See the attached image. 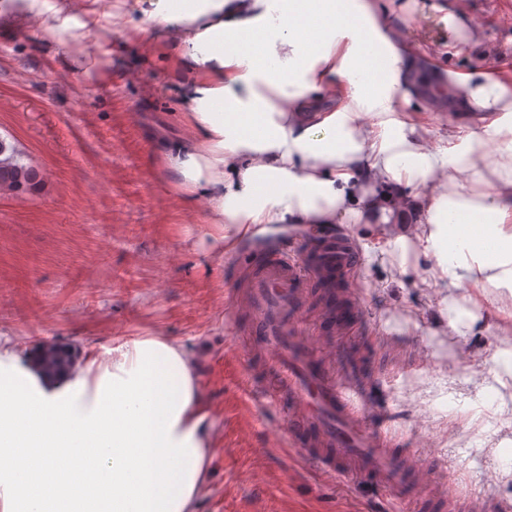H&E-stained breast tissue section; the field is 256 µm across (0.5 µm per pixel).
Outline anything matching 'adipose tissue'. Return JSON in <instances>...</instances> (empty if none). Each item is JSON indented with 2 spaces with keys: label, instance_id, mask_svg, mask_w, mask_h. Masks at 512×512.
<instances>
[{
  "label": "adipose tissue",
  "instance_id": "1",
  "mask_svg": "<svg viewBox=\"0 0 512 512\" xmlns=\"http://www.w3.org/2000/svg\"><path fill=\"white\" fill-rule=\"evenodd\" d=\"M10 0L0 27L39 30L69 50L123 34L176 75L182 133L161 151L173 187L224 236L271 224H348L401 206L364 184L423 198L433 278L512 285V88L483 66L445 81L389 33L376 0ZM483 113L486 134L430 149L428 129L396 118L418 97ZM209 412L196 361L177 343L125 342L63 384L0 376V468L21 485L31 462L64 512H193L205 482Z\"/></svg>",
  "mask_w": 512,
  "mask_h": 512
}]
</instances>
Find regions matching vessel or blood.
<instances>
[{
	"instance_id": "vessel-or-blood-1",
	"label": "vessel or blood",
	"mask_w": 512,
	"mask_h": 512,
	"mask_svg": "<svg viewBox=\"0 0 512 512\" xmlns=\"http://www.w3.org/2000/svg\"><path fill=\"white\" fill-rule=\"evenodd\" d=\"M360 261L351 239L322 227L305 254L278 248L255 255L229 308L236 326L273 371L265 402L287 403L288 435L309 438L303 454L316 474L374 496L378 512H402L399 486L408 485L415 498L431 493L424 454L428 437L420 436L418 449L400 451L391 448L382 431L365 426L367 416H380V409H369L366 392L332 378L328 362L335 357L333 338L303 328L308 291L319 288L325 319L338 332H360L364 297L350 283ZM448 512H512V504L454 493L448 497Z\"/></svg>"
}]
</instances>
